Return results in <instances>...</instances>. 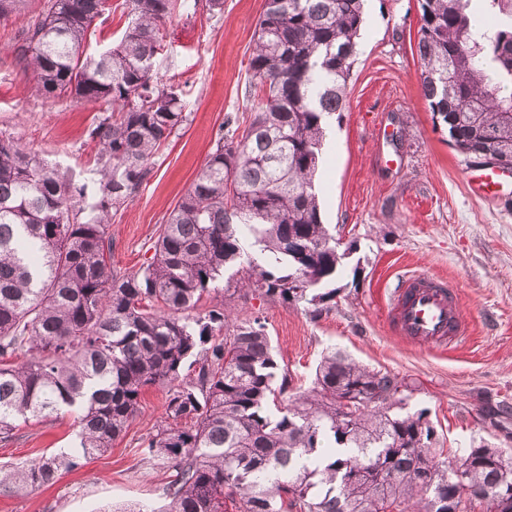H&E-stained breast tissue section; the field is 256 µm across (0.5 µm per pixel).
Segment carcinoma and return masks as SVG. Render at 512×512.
Returning a JSON list of instances; mask_svg holds the SVG:
<instances>
[{
	"mask_svg": "<svg viewBox=\"0 0 512 512\" xmlns=\"http://www.w3.org/2000/svg\"><path fill=\"white\" fill-rule=\"evenodd\" d=\"M26 0H0V19ZM108 0H47L14 60L31 90L110 115L88 132L96 165L76 179L0 135V443L17 422L76 408L78 447L0 467V491L37 490L112 448L152 386L169 387L141 460L174 463L167 512H452L464 490L512 484V453L485 441L437 447L423 410L402 412L405 378L340 350L293 388L265 323L227 310L224 270L245 293L319 305L347 252L324 224L315 177L324 118L343 109L364 0H265L245 94L250 115L215 146L135 272L112 267V212L153 175L188 120L154 81L164 25L184 0H124L119 42L84 52ZM418 0L421 90L469 163L512 162V0ZM215 304L194 313L203 299ZM23 359H18L20 352Z\"/></svg>",
	"mask_w": 512,
	"mask_h": 512,
	"instance_id": "cac0c4a2",
	"label": "carcinoma"
}]
</instances>
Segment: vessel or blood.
Instances as JSON below:
<instances>
[{
  "mask_svg": "<svg viewBox=\"0 0 512 512\" xmlns=\"http://www.w3.org/2000/svg\"><path fill=\"white\" fill-rule=\"evenodd\" d=\"M391 313L403 334L424 344L444 347L465 333L453 288L425 275L402 277Z\"/></svg>",
  "mask_w": 512,
  "mask_h": 512,
  "instance_id": "1",
  "label": "vessel or blood"
}]
</instances>
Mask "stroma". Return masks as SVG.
<instances>
[{
  "label": "stroma",
  "mask_w": 512,
  "mask_h": 512,
  "mask_svg": "<svg viewBox=\"0 0 512 512\" xmlns=\"http://www.w3.org/2000/svg\"><path fill=\"white\" fill-rule=\"evenodd\" d=\"M44 0L23 16L0 20V132L49 161L86 175L95 151L87 131L106 115L102 104L33 95L31 72L13 47ZM123 0L91 30L86 51L115 45L127 26ZM265 0H224L179 10L165 25L166 51L155 65L159 85L181 93L188 120L155 158L151 180L112 218V264L132 271L145 262L161 224L194 180L227 118L243 117L253 34ZM418 0H366L358 54L345 106L316 175L325 223L343 227L352 249L336 279L335 307L289 306L255 295L232 298L241 316L267 324L277 359L309 387L322 355L337 348L361 364L407 379L405 410L428 409L446 449L457 451L503 433L482 424L485 402L512 404V175L490 193L475 191L479 168L448 143L421 89L416 53ZM421 273L453 286L469 326L466 342L445 348L415 344L392 321L388 304L399 279ZM167 391H145L140 410L111 448L84 467L63 472L37 491L0 492V512H105L142 502L162 512L171 465L140 462L138 449L165 412ZM74 418L32 419L0 445V464L77 446Z\"/></svg>",
  "instance_id": "35a3bbf8"
}]
</instances>
